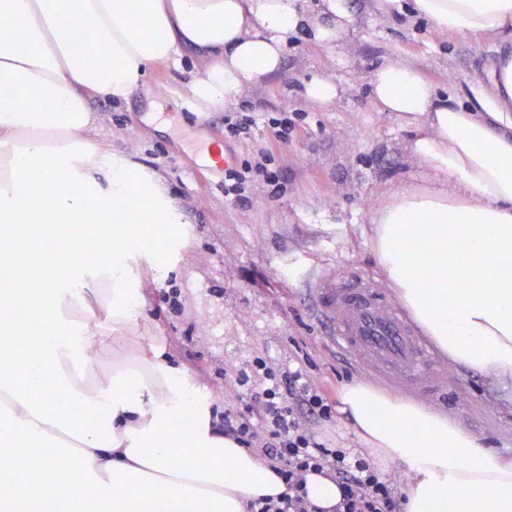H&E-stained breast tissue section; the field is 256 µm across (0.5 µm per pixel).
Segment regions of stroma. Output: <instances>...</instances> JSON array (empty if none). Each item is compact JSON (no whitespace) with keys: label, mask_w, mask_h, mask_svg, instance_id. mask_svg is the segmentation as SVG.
<instances>
[{"label":"stroma","mask_w":512,"mask_h":512,"mask_svg":"<svg viewBox=\"0 0 512 512\" xmlns=\"http://www.w3.org/2000/svg\"><path fill=\"white\" fill-rule=\"evenodd\" d=\"M346 5L355 24L343 39L325 45L305 28L281 70L263 77L238 107L243 115L294 113L296 133L288 144L226 137L224 111L193 101L184 75L168 64L151 70L130 104L100 107L99 151L161 175L183 216L178 226L144 225L137 221L139 202L126 210L138 233L155 240L174 233L180 241L163 266L137 271L140 318L126 333L163 337L217 415L236 389L225 368L257 356L302 367L334 402L348 384L374 385L326 334L309 287L313 274L352 266L379 277L371 216L390 186H418L425 178L405 150L411 128L396 113L381 111L368 82L382 61L396 60L465 102L485 84L498 56L497 38L476 40L389 18L377 0ZM315 79L340 86L331 105L305 99V86ZM216 136L236 167L270 148L277 187L260 182L248 203L228 200L224 165L202 153ZM171 290L177 293L174 303L162 301ZM427 407L454 418L486 449L512 456V381L504 385L452 363L447 391Z\"/></svg>","instance_id":"1"}]
</instances>
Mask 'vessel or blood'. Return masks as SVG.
<instances>
[{"label": "vessel or blood", "instance_id": "1", "mask_svg": "<svg viewBox=\"0 0 512 512\" xmlns=\"http://www.w3.org/2000/svg\"><path fill=\"white\" fill-rule=\"evenodd\" d=\"M312 287L337 348L372 377L430 397L444 391L447 366L435 358L372 279L351 269L318 275Z\"/></svg>", "mask_w": 512, "mask_h": 512}]
</instances>
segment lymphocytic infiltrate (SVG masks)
Segmentation results:
<instances>
[{
	"label": "lymphocytic infiltrate",
	"instance_id": "obj_1",
	"mask_svg": "<svg viewBox=\"0 0 512 512\" xmlns=\"http://www.w3.org/2000/svg\"><path fill=\"white\" fill-rule=\"evenodd\" d=\"M224 125L233 137L249 136L263 128L282 144L288 143L295 131L293 120L284 113L261 123L251 116L228 115ZM272 162L271 150L265 149L254 162L227 169L225 196L242 203L255 182L277 186ZM235 383L239 391L233 401L225 403L219 430L269 462L287 487L278 496L262 495L251 501L248 512H313L306 500V476L323 471L334 475L341 491L336 512H394L395 490L390 480L346 449L319 441L310 430V420L331 419L332 407L301 369L280 368L258 357L238 370Z\"/></svg>",
	"mask_w": 512,
	"mask_h": 512
}]
</instances>
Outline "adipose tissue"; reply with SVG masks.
<instances>
[{
    "label": "adipose tissue",
    "mask_w": 512,
    "mask_h": 512,
    "mask_svg": "<svg viewBox=\"0 0 512 512\" xmlns=\"http://www.w3.org/2000/svg\"><path fill=\"white\" fill-rule=\"evenodd\" d=\"M385 15L475 39L512 37V0H381ZM0 0V270L33 243H57L0 305V456L13 458L0 512H247L284 491L253 453L217 429L194 376L158 336L120 352L137 325L133 266L163 246L119 213L135 198L155 224L181 217L158 176L97 151L96 103H129L160 63L197 65L189 90L217 108L280 70L289 40L314 26L341 40L345 0ZM108 49L106 60L94 50ZM370 94L412 128L408 150L431 186L396 188L374 224L378 266L425 336L454 362L512 378V52L473 106L418 71L384 62ZM100 225L93 260L62 250L63 229ZM111 351V366L97 355ZM62 387L84 419L42 399ZM339 412L372 454L406 466L404 512H512V460L447 416L365 384Z\"/></svg>",
    "instance_id": "ef3b65f1"
}]
</instances>
